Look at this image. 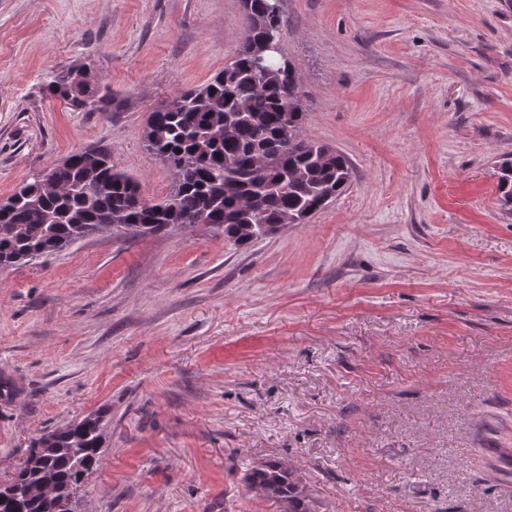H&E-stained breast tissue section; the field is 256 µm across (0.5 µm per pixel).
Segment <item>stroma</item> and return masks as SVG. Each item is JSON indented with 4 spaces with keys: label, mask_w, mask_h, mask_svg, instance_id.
I'll return each mask as SVG.
<instances>
[{
    "label": "stroma",
    "mask_w": 512,
    "mask_h": 512,
    "mask_svg": "<svg viewBox=\"0 0 512 512\" xmlns=\"http://www.w3.org/2000/svg\"><path fill=\"white\" fill-rule=\"evenodd\" d=\"M301 135L352 164L308 223L244 246L197 227L100 232L0 269V481L104 412L76 512H512V0H282ZM241 0H0V198L104 148L145 198L174 188L154 109L208 83ZM90 64L115 106L42 81ZM45 95L56 97L76 110L103 111L111 106L112 101L107 94H95L90 85L76 82L72 72L60 73L42 85ZM246 489L273 503H287L288 512H311V500L300 488L301 479L288 463L259 462L246 470Z\"/></svg>",
    "instance_id": "1"
}]
</instances>
